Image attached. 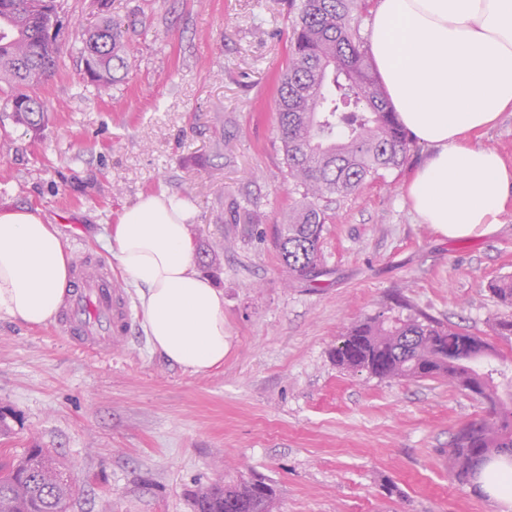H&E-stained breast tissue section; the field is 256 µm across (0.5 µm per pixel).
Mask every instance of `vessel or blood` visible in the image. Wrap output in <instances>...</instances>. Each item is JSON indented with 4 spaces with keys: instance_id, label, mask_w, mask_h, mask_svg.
<instances>
[{
    "instance_id": "1",
    "label": "vessel or blood",
    "mask_w": 512,
    "mask_h": 512,
    "mask_svg": "<svg viewBox=\"0 0 512 512\" xmlns=\"http://www.w3.org/2000/svg\"><path fill=\"white\" fill-rule=\"evenodd\" d=\"M136 318L124 284L105 263L82 258L59 311L58 326L75 345L101 354L121 353Z\"/></svg>"
}]
</instances>
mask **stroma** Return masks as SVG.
<instances>
[{"mask_svg":"<svg viewBox=\"0 0 512 512\" xmlns=\"http://www.w3.org/2000/svg\"><path fill=\"white\" fill-rule=\"evenodd\" d=\"M124 22L131 66L99 97L75 41L102 15ZM288 0H63L61 62L37 96L49 122L0 137V206L40 210L69 254L107 264L120 215L167 192L197 210L195 251L224 290V364L194 374L136 327L99 360L55 322L0 318V407L21 422L0 448L38 438L75 476L68 512H191L197 484L250 473L277 488L272 512H512L453 482L441 448L483 405L444 380H378L338 368L341 332L383 313H426L500 352L512 388V336L491 280L512 275V210L496 234L452 241L420 223L404 186L428 150L328 205L318 286L290 278L275 247L291 191L274 112L288 64ZM396 494H388V487Z\"/></svg>","mask_w":512,"mask_h":512,"instance_id":"obj_1","label":"stroma"}]
</instances>
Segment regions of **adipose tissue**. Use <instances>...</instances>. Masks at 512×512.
Masks as SVG:
<instances>
[{"label":"adipose tissue","mask_w":512,"mask_h":512,"mask_svg":"<svg viewBox=\"0 0 512 512\" xmlns=\"http://www.w3.org/2000/svg\"><path fill=\"white\" fill-rule=\"evenodd\" d=\"M367 45L400 122L429 149L406 185L411 210L451 239L495 234L512 205V165L472 136L512 109V0H370ZM195 216L185 198L140 197L110 246L154 349L199 374L224 362V293L194 268ZM70 265L36 211L0 207V318L52 320Z\"/></svg>","instance_id":"1"}]
</instances>
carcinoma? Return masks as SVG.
Segmentation results:
<instances>
[{"instance_id": "1", "label": "carcinoma", "mask_w": 512, "mask_h": 512, "mask_svg": "<svg viewBox=\"0 0 512 512\" xmlns=\"http://www.w3.org/2000/svg\"><path fill=\"white\" fill-rule=\"evenodd\" d=\"M295 22L288 67L277 80L276 122L293 191L288 223L277 239L290 276L315 283L324 274L320 239L332 197L357 192L383 172L404 165L410 141L385 91L371 71L356 17L367 0H288ZM57 0H0V122L33 132L48 119L31 90L52 77L60 62L49 31ZM80 58L88 85L106 94L128 69L122 23L110 16L83 34ZM512 309V278L489 284ZM336 364L379 380L449 376L460 390L487 405L451 440V476L460 484L477 479L482 467L512 458V392L500 395L487 370L495 348L467 330L427 314L382 315L360 320L339 335ZM66 475L51 452L28 441L12 464H0V512H68L73 486L46 475ZM275 485L254 476L214 481L192 491L193 512H270Z\"/></svg>"}]
</instances>
